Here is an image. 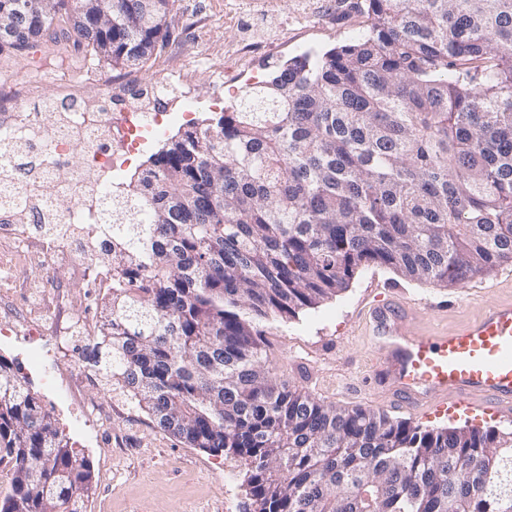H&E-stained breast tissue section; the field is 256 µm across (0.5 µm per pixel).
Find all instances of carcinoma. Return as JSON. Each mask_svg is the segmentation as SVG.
I'll return each mask as SVG.
<instances>
[{"mask_svg":"<svg viewBox=\"0 0 512 512\" xmlns=\"http://www.w3.org/2000/svg\"><path fill=\"white\" fill-rule=\"evenodd\" d=\"M0 0V53L73 46L144 67L175 0ZM192 121L107 203L94 366L163 431L247 466L243 512H512V433L423 428L271 377L263 320L369 265L436 286L512 262V0H363ZM0 512H83L93 474L0 355Z\"/></svg>","mask_w":512,"mask_h":512,"instance_id":"1","label":"carcinoma"}]
</instances>
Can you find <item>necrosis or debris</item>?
Returning a JSON list of instances; mask_svg holds the SVG:
<instances>
[{"instance_id": "necrosis-or-debris-1", "label": "necrosis or debris", "mask_w": 512, "mask_h": 512, "mask_svg": "<svg viewBox=\"0 0 512 512\" xmlns=\"http://www.w3.org/2000/svg\"><path fill=\"white\" fill-rule=\"evenodd\" d=\"M31 79L13 82L7 99H0V166L13 176L0 182V223L12 227L19 250H35L43 267L59 257L87 261L88 240L94 225L105 223V204L117 184L112 174L120 153L140 150L146 134L164 117L152 99L140 96L122 112H113L107 95L84 96L77 86L63 85L54 105L36 112L12 107L15 99L34 96ZM85 149L81 169H67L71 152ZM78 193L70 210L58 207L61 197ZM38 222L67 225L63 235L36 238L29 217Z\"/></svg>"}]
</instances>
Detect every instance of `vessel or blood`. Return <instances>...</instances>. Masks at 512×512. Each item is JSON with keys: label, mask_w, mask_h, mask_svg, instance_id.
Here are the masks:
<instances>
[{"label": "vessel or blood", "mask_w": 512, "mask_h": 512, "mask_svg": "<svg viewBox=\"0 0 512 512\" xmlns=\"http://www.w3.org/2000/svg\"><path fill=\"white\" fill-rule=\"evenodd\" d=\"M418 304L376 298L368 310L379 374L395 405L429 416L512 417V299L484 308L453 331L414 326Z\"/></svg>", "instance_id": "1"}]
</instances>
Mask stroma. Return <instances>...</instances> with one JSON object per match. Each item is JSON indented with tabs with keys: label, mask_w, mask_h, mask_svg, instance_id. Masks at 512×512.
<instances>
[{
	"label": "stroma",
	"mask_w": 512,
	"mask_h": 512,
	"mask_svg": "<svg viewBox=\"0 0 512 512\" xmlns=\"http://www.w3.org/2000/svg\"><path fill=\"white\" fill-rule=\"evenodd\" d=\"M358 0H175L169 35L157 55L140 69L112 68L85 60L68 77L85 96L111 91L123 100L134 80L161 76L195 97L190 116L199 120L233 104L262 80L275 62L309 49L355 39L366 18ZM42 53L27 59L0 54V80L25 65H41ZM42 67V65H41ZM60 75L42 67L36 96L18 101L29 111L59 93ZM23 274L47 281L45 297L61 315L100 326L106 292L90 288L78 262L62 259L50 268L30 263ZM425 303L416 321L423 329H452L476 318L495 301L512 298V263L491 276L440 287L406 279L391 269H360L348 289L292 319L268 321L263 361L277 379L342 407L389 411L388 391L372 376L378 358L365 324L375 296ZM97 340L79 333L66 341L46 337L41 366L32 368L25 328L0 340V354L13 360L28 387L53 413L60 431L89 460L95 491L86 512H242L248 498L244 468L237 459L191 448L161 431L122 389L106 384L88 355ZM70 383L74 400L55 394L53 382Z\"/></svg>",
	"instance_id": "1"
}]
</instances>
